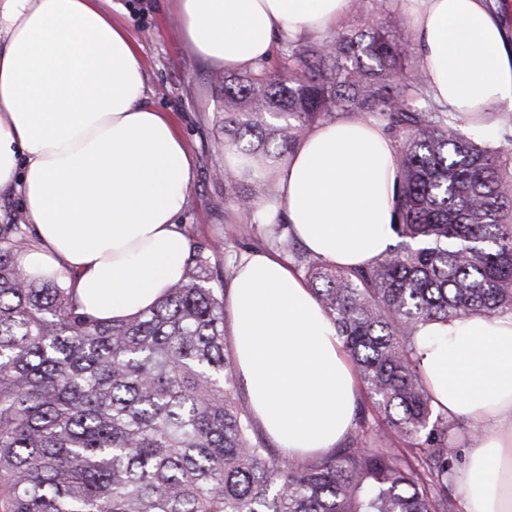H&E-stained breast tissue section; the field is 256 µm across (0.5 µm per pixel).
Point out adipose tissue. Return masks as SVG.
Listing matches in <instances>:
<instances>
[{"label":"adipose tissue","mask_w":512,"mask_h":512,"mask_svg":"<svg viewBox=\"0 0 512 512\" xmlns=\"http://www.w3.org/2000/svg\"><path fill=\"white\" fill-rule=\"evenodd\" d=\"M354 0H175L192 50L250 67L278 38L324 37ZM432 99L475 140L478 116L512 109V38L488 0H400ZM261 224L282 222L307 252L362 267L396 241V143L343 116L310 131L265 171ZM194 179L112 0H0V192L17 195L39 239L20 258L33 276L66 275L102 320L153 306L177 282L191 239L179 218ZM231 344L255 423L291 459L318 456L350 430L360 384L302 274L255 249L226 285ZM425 382L449 418L481 432L458 485L464 512H512V315L422 326Z\"/></svg>","instance_id":"adipose-tissue-1"}]
</instances>
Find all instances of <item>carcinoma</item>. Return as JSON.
<instances>
[{
    "instance_id": "1",
    "label": "carcinoma",
    "mask_w": 512,
    "mask_h": 512,
    "mask_svg": "<svg viewBox=\"0 0 512 512\" xmlns=\"http://www.w3.org/2000/svg\"><path fill=\"white\" fill-rule=\"evenodd\" d=\"M409 35L370 14L281 49L224 90L226 198L253 209L267 180L324 120L377 119L398 143L400 242L363 269L294 251L368 403L401 448L352 437L313 459L266 444L237 394L225 333L223 244L192 243L151 309L102 321L61 275L26 273L23 214L0 224V512H458L462 422L436 410L413 340L428 323L512 314V172L501 149L437 107ZM286 225L270 243L290 248Z\"/></svg>"
}]
</instances>
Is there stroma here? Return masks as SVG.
<instances>
[{
    "mask_svg": "<svg viewBox=\"0 0 512 512\" xmlns=\"http://www.w3.org/2000/svg\"><path fill=\"white\" fill-rule=\"evenodd\" d=\"M112 19L135 40L152 90L153 106L169 112L194 162L189 203L180 217L196 238L223 237L226 225L237 232L225 239L218 256L232 268L240 256L265 237L252 213L228 202L214 171L224 164V94L215 84L219 67L198 56L182 39L172 0H112Z\"/></svg>",
    "mask_w": 512,
    "mask_h": 512,
    "instance_id": "obj_1",
    "label": "stroma"
}]
</instances>
